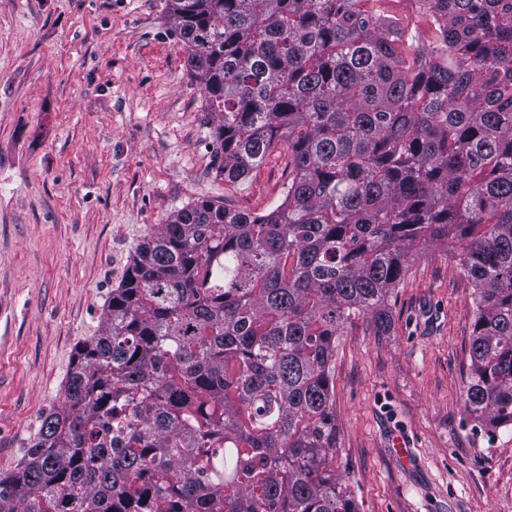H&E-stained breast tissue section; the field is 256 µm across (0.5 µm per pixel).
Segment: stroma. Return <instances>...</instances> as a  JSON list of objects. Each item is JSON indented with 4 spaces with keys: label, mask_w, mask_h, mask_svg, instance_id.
Returning <instances> with one entry per match:
<instances>
[{
    "label": "stroma",
    "mask_w": 512,
    "mask_h": 512,
    "mask_svg": "<svg viewBox=\"0 0 512 512\" xmlns=\"http://www.w3.org/2000/svg\"><path fill=\"white\" fill-rule=\"evenodd\" d=\"M185 59L162 0H0V474L148 233L201 199L253 215L283 200L285 145L225 180ZM391 305L389 334L359 319L336 342V471L359 512H512V427L464 403L474 304L451 252L421 250Z\"/></svg>",
    "instance_id": "stroma-1"
}]
</instances>
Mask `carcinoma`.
<instances>
[{
	"label": "carcinoma",
	"instance_id": "carcinoma-1",
	"mask_svg": "<svg viewBox=\"0 0 512 512\" xmlns=\"http://www.w3.org/2000/svg\"><path fill=\"white\" fill-rule=\"evenodd\" d=\"M365 2L164 0L224 178L285 138L284 199L197 201L136 249L0 512H358L336 340L390 329L424 245L472 285L468 414L512 426V0H425L424 50Z\"/></svg>",
	"mask_w": 512,
	"mask_h": 512
}]
</instances>
